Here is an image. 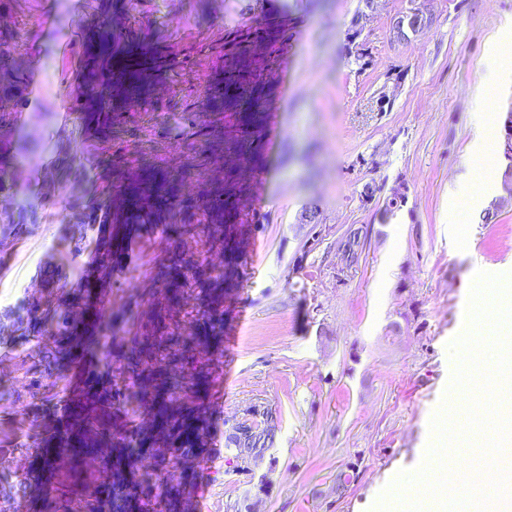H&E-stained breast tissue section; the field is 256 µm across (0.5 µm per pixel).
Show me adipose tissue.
<instances>
[{"instance_id":"obj_1","label":"adipose tissue","mask_w":512,"mask_h":512,"mask_svg":"<svg viewBox=\"0 0 512 512\" xmlns=\"http://www.w3.org/2000/svg\"><path fill=\"white\" fill-rule=\"evenodd\" d=\"M512 83V29L505 31L489 57L488 75L476 97L473 149L477 154L489 150V133L496 127V94Z\"/></svg>"}]
</instances>
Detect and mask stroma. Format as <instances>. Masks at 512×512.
<instances>
[{
    "label": "stroma",
    "instance_id": "stroma-1",
    "mask_svg": "<svg viewBox=\"0 0 512 512\" xmlns=\"http://www.w3.org/2000/svg\"><path fill=\"white\" fill-rule=\"evenodd\" d=\"M86 2L94 27L68 50L24 36L44 92L81 98L83 117L64 129L58 112L35 113L36 139L17 123L0 125L1 145L26 142L55 165L49 177L21 163L10 168L32 202L0 209V224L17 225L19 242L0 255V310L21 299L45 316L73 309L89 276L116 318L147 319L139 301L174 253L153 230L166 217L134 228L129 263L105 264L120 205L98 184L103 167L127 157L148 175L192 177L204 199L245 188L261 210L231 206L192 218L233 225L238 264V284L224 297V324L237 332L224 349L222 403L206 407L211 462L197 470L200 512H372L399 473L425 460L455 367L448 345L470 328L475 270L512 278L502 139L489 155L495 193L471 208L467 223L448 219V193L474 160L472 95L512 0H382L357 26L365 67L349 54L359 0H139L122 18L107 16L104 0ZM414 10L429 23L393 40V18ZM129 39L168 60L170 95L144 88L128 106L105 84L91 85V68L117 63ZM62 69L70 86L57 82ZM228 85L253 91L274 140L256 136L254 114L235 100L224 99L218 115L200 94ZM112 119L125 126L121 143L86 136ZM81 134L86 157L76 160L69 138ZM399 181L406 201L383 217ZM53 201L60 210L50 209ZM315 223L325 233L314 243ZM358 227L367 233L361 261L337 278L336 242ZM55 265L76 277L34 299L29 282ZM27 334L19 329L0 344V398L27 403L0 418V454L12 461L0 488L13 505L46 512L41 492H20L16 480L30 475L35 448L61 422L64 393L50 380L42 400L30 401L22 387ZM253 406L271 412L274 443L260 460L227 463L230 428Z\"/></svg>",
    "mask_w": 512,
    "mask_h": 512
}]
</instances>
